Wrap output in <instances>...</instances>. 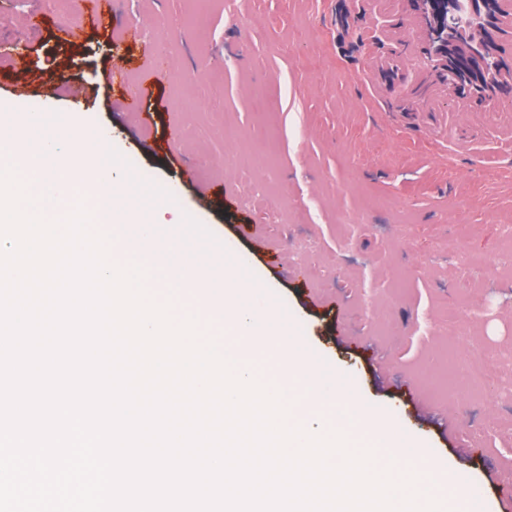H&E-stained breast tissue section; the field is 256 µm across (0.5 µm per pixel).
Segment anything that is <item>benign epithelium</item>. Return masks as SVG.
<instances>
[{"label": "benign epithelium", "instance_id": "benign-epithelium-1", "mask_svg": "<svg viewBox=\"0 0 512 512\" xmlns=\"http://www.w3.org/2000/svg\"><path fill=\"white\" fill-rule=\"evenodd\" d=\"M413 2L433 71L448 95L482 105L512 91V70L503 67L495 43L496 35L512 31V0H469L473 27L451 45L440 42L439 35L462 23L456 8L448 0Z\"/></svg>", "mask_w": 512, "mask_h": 512}]
</instances>
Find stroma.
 I'll return each instance as SVG.
<instances>
[{
    "instance_id": "35a3bbf8",
    "label": "stroma",
    "mask_w": 512,
    "mask_h": 512,
    "mask_svg": "<svg viewBox=\"0 0 512 512\" xmlns=\"http://www.w3.org/2000/svg\"><path fill=\"white\" fill-rule=\"evenodd\" d=\"M93 26L84 0H12L0 41L25 76L0 105L78 113L131 169L165 188L160 224L199 221L216 248L235 241L241 275L288 318L305 350L427 451L396 463L465 512H502L512 481V97L463 108L434 82L410 0H115ZM50 21L29 27L33 10ZM78 29L75 44L53 24ZM163 39L145 36L146 28ZM75 52L65 79L37 47ZM161 56L138 92L137 60ZM42 85L31 97L27 81ZM269 108L254 111L255 95ZM137 97V109L125 105ZM468 364L458 378L453 359ZM457 419L458 434L441 421ZM453 471V485L443 474Z\"/></svg>"
}]
</instances>
